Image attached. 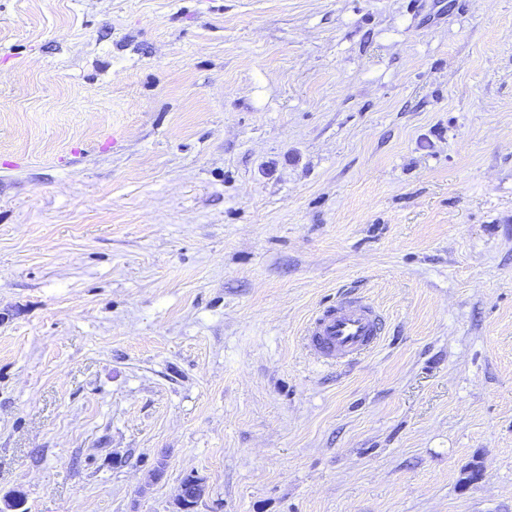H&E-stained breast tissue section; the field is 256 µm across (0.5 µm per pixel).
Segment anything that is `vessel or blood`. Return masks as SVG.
<instances>
[{
  "instance_id": "obj_1",
  "label": "vessel or blood",
  "mask_w": 512,
  "mask_h": 512,
  "mask_svg": "<svg viewBox=\"0 0 512 512\" xmlns=\"http://www.w3.org/2000/svg\"><path fill=\"white\" fill-rule=\"evenodd\" d=\"M384 317L370 301L343 297L317 312L305 330V344L321 361H349L380 342Z\"/></svg>"
}]
</instances>
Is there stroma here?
<instances>
[{
    "mask_svg": "<svg viewBox=\"0 0 512 512\" xmlns=\"http://www.w3.org/2000/svg\"><path fill=\"white\" fill-rule=\"evenodd\" d=\"M343 294L383 341L318 363ZM190 474L512 512V0H0V497Z\"/></svg>",
    "mask_w": 512,
    "mask_h": 512,
    "instance_id": "stroma-1",
    "label": "stroma"
}]
</instances>
